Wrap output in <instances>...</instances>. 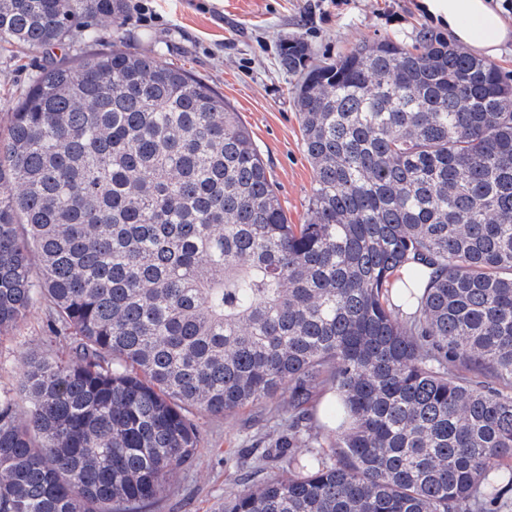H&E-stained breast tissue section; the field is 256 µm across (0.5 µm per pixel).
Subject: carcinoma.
Here are the masks:
<instances>
[{"label": "carcinoma", "instance_id": "carcinoma-1", "mask_svg": "<svg viewBox=\"0 0 512 512\" xmlns=\"http://www.w3.org/2000/svg\"><path fill=\"white\" fill-rule=\"evenodd\" d=\"M125 9L0 0V47L85 44L0 136V334L40 303L68 346L0 392V512H145L196 459L197 414L283 394L288 474L224 512H508L512 84L431 31L327 63L285 43L313 171L290 224L223 95L100 46ZM333 392L334 390L329 386H320L313 392L309 402V408L314 415L317 431L319 432L318 443L315 444L317 448H314V450L321 454H332V451H334V448H329V446L334 442L335 434L331 431V428L328 427L327 419L325 418L326 410H321L323 400L328 394ZM327 399L330 402L334 401L330 396H327ZM323 424H326V426L323 427Z\"/></svg>", "mask_w": 512, "mask_h": 512}]
</instances>
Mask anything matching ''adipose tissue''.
Here are the masks:
<instances>
[{
  "label": "adipose tissue",
  "instance_id": "adipose-tissue-1",
  "mask_svg": "<svg viewBox=\"0 0 512 512\" xmlns=\"http://www.w3.org/2000/svg\"><path fill=\"white\" fill-rule=\"evenodd\" d=\"M419 7L453 41L486 60L498 59L502 47L512 43V24L492 0H419Z\"/></svg>",
  "mask_w": 512,
  "mask_h": 512
}]
</instances>
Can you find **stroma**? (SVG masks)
I'll return each mask as SVG.
<instances>
[{"label": "stroma", "mask_w": 512, "mask_h": 512, "mask_svg": "<svg viewBox=\"0 0 512 512\" xmlns=\"http://www.w3.org/2000/svg\"><path fill=\"white\" fill-rule=\"evenodd\" d=\"M156 21L126 10L101 29L103 46L129 50L183 67L223 94L267 159L289 223H302L313 187L303 152L292 79L278 64L281 46L307 44L312 56L336 58L354 45L390 37L412 42L431 22L418 0H153ZM48 61L44 52L0 49V128ZM42 305L0 335V390L17 386L21 353L52 355ZM282 399L223 417L202 415L204 444L192 465L177 469L149 512H224V501L258 478L280 473L268 460L286 429Z\"/></svg>", "instance_id": "1"}]
</instances>
